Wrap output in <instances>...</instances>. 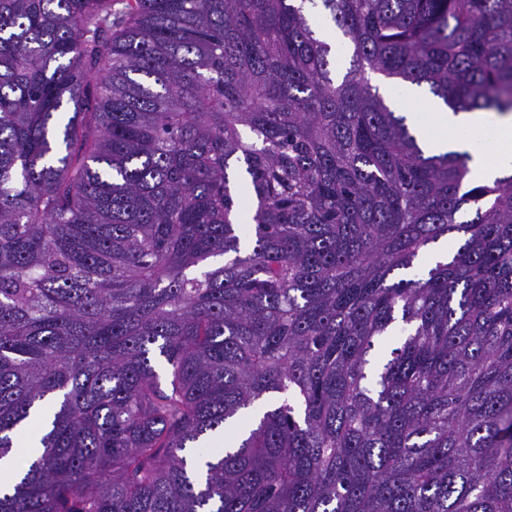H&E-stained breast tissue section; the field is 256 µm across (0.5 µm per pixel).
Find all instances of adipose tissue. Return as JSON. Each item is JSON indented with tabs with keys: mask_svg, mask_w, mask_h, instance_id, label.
<instances>
[{
	"mask_svg": "<svg viewBox=\"0 0 512 512\" xmlns=\"http://www.w3.org/2000/svg\"><path fill=\"white\" fill-rule=\"evenodd\" d=\"M390 107L405 113L410 127L422 131L425 146L436 153L469 154V176L491 182L512 174V115L488 118L482 111L453 112L422 98L416 86L384 87Z\"/></svg>",
	"mask_w": 512,
	"mask_h": 512,
	"instance_id": "obj_1",
	"label": "adipose tissue"
}]
</instances>
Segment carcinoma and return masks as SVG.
I'll use <instances>...</instances> for the list:
<instances>
[{"label":"carcinoma","mask_w":512,"mask_h":512,"mask_svg":"<svg viewBox=\"0 0 512 512\" xmlns=\"http://www.w3.org/2000/svg\"><path fill=\"white\" fill-rule=\"evenodd\" d=\"M376 75L512 112V0H0V512H512V176Z\"/></svg>","instance_id":"cac0c4a2"}]
</instances>
